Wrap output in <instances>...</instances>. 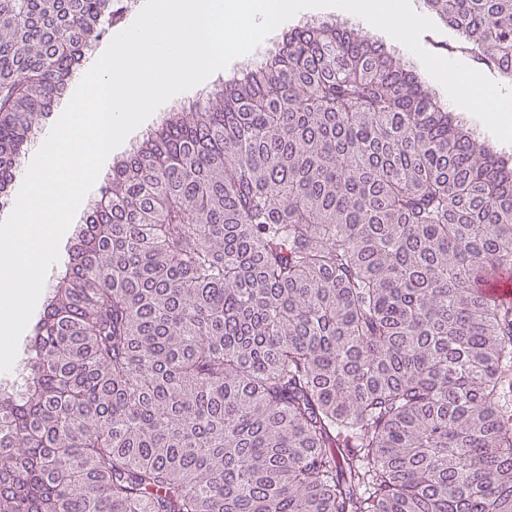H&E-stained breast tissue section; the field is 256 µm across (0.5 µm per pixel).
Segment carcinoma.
<instances>
[{
  "mask_svg": "<svg viewBox=\"0 0 512 512\" xmlns=\"http://www.w3.org/2000/svg\"><path fill=\"white\" fill-rule=\"evenodd\" d=\"M512 82V0H422ZM114 0H0V195ZM0 392V512H512V166L353 27L112 167ZM486 298L496 303H512V271L499 272L484 288Z\"/></svg>",
  "mask_w": 512,
  "mask_h": 512,
  "instance_id": "obj_1",
  "label": "carcinoma"
}]
</instances>
